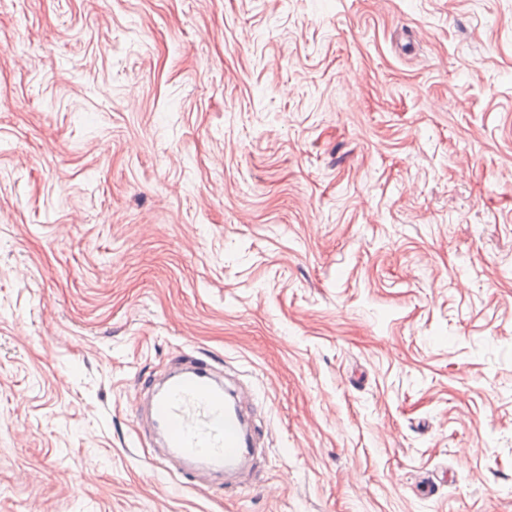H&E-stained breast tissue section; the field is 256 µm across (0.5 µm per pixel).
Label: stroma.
<instances>
[{
  "instance_id": "35a3bbf8",
  "label": "stroma",
  "mask_w": 512,
  "mask_h": 512,
  "mask_svg": "<svg viewBox=\"0 0 512 512\" xmlns=\"http://www.w3.org/2000/svg\"><path fill=\"white\" fill-rule=\"evenodd\" d=\"M191 351L244 487L137 438ZM0 512H512V0H0Z\"/></svg>"
}]
</instances>
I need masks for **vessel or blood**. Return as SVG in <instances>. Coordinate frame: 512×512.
Wrapping results in <instances>:
<instances>
[{"mask_svg": "<svg viewBox=\"0 0 512 512\" xmlns=\"http://www.w3.org/2000/svg\"><path fill=\"white\" fill-rule=\"evenodd\" d=\"M251 398L248 389L225 388L223 374L204 357L180 356L145 390L146 421L166 451L155 467L168 470L173 459L180 474L223 485L260 445L243 410Z\"/></svg>", "mask_w": 512, "mask_h": 512, "instance_id": "b4317fda", "label": "vessel or blood"}]
</instances>
